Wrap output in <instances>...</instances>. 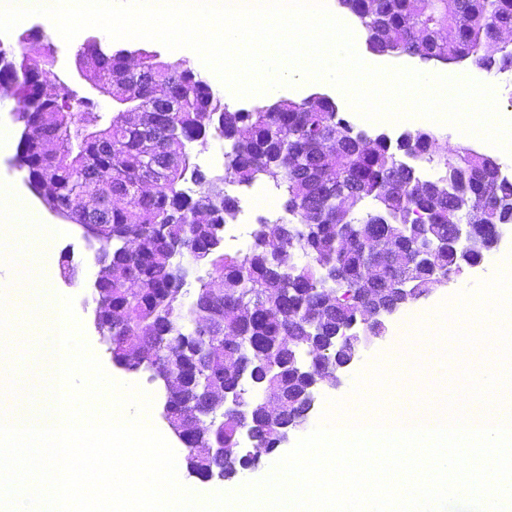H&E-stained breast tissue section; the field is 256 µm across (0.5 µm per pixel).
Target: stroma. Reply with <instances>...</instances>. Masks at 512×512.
Segmentation results:
<instances>
[{"mask_svg":"<svg viewBox=\"0 0 512 512\" xmlns=\"http://www.w3.org/2000/svg\"><path fill=\"white\" fill-rule=\"evenodd\" d=\"M35 27L43 33L53 48L55 66L47 76L48 82L51 83L63 82L85 90L89 89V81L80 78L77 74L76 52L78 48L85 39L90 37L99 38L103 45L109 46L111 49L115 50L119 47L118 42L110 40L109 37L104 35L103 31L96 28L83 30L79 37L67 43L64 42L48 18H41L40 21L36 22ZM316 93L332 99L340 115L350 122H357V113L350 108L343 95L335 87L317 83L296 89L285 87L273 97L261 94L248 101L231 98L228 99L227 104L230 110L234 111L268 105L276 97L300 101ZM0 128L12 133L10 140L0 144V184L10 187L15 192L28 195L30 201L40 212L44 227L49 228L58 224V216L43 204L37 194L33 193L27 182L26 171L19 168L16 163L23 125L16 118L12 98L6 95H0ZM256 190L264 192L271 199V206L267 207L251 202L250 196ZM228 191L240 200V210L231 229L242 238H249L254 225L258 224L261 218L275 217L283 212L281 207L283 202L282 193L268 180L256 181L253 187L250 188L232 185L229 186ZM510 253H512V229L508 230L498 253L493 254L491 259L483 261L480 272L468 271L454 277L448 286L438 288L427 298L397 314L389 325L386 338L376 342L370 349L363 351L360 361L347 374L343 385L338 388L324 387L315 406V415H322L327 401H346L351 398L356 376L371 365L385 361L391 343L401 338L405 323L419 322L428 310L451 300L459 292L472 290L479 283L491 279L503 269L502 256ZM65 258L70 259L77 270L75 277L68 280L63 278L60 270L61 261ZM96 271L95 249L84 240L81 228L75 224L71 225L67 235L61 236L55 241L52 249H49L42 258L38 268L39 275L47 280L53 289L66 292L68 297L72 298L75 314L82 326L85 339L93 353L100 360L106 373L117 382L138 385L142 390L151 394L154 410H161L165 402V388L162 381L154 378L151 371L128 372L113 364L106 345L101 342L93 327L95 304L92 300V288ZM15 319L17 322L27 325L30 334L29 353L14 360L17 369L16 379L22 386L35 388L36 397L31 401L29 409L37 412L46 408L51 402V397L44 387L43 379H37L33 376L34 366L42 360L44 355V336L48 328L46 325L32 322L29 314L24 311L18 312ZM466 363L465 355L455 356L453 366L449 369L447 377L434 380L423 375H413L407 378L394 376L393 382L388 388L390 398L394 401H401L416 396H425L436 398L439 401L443 400L448 392L458 388L457 373L459 368L466 365Z\"/></svg>","mask_w":512,"mask_h":512,"instance_id":"35a3bbf8","label":"stroma"}]
</instances>
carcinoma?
<instances>
[{"mask_svg": "<svg viewBox=\"0 0 512 512\" xmlns=\"http://www.w3.org/2000/svg\"><path fill=\"white\" fill-rule=\"evenodd\" d=\"M356 13L380 54H409L448 63L470 59L485 70L512 69V46L494 41L512 28V0H339ZM51 50L34 32L31 68L14 69L16 48L0 44V77L17 90L15 109L25 129L17 156L35 191L75 197L77 213L112 225V263L122 279L99 281L93 296L120 310L106 322L112 359L135 366L159 358L185 371L195 391L234 388L245 414L216 419L204 443L224 445V456H191L192 474L231 478L255 459L240 450L241 432L271 454L280 430L259 399L275 400L282 423L307 420L306 407L283 397L302 390L294 356L309 352L336 360V334L357 317L361 295L379 293L397 279L415 293L436 286V271L455 273L465 246L425 256L448 239V225L512 223V179L492 174V157L471 148L439 152L430 130L407 132L400 146L381 136L358 149L354 126L331 100L281 99L267 111H231L224 98L185 60L169 62L144 50L142 65L155 87L170 90L179 108L144 138L134 113L151 104L150 92L128 69L125 50L106 52L90 39L76 61L118 97L112 115L89 93L69 86L58 94L39 85L33 68ZM57 115L45 129L40 114ZM227 142L222 173L203 172L190 146L208 134ZM337 150L323 149L326 139ZM433 164L423 175L421 165ZM152 175L153 188L141 190ZM263 177L284 192L285 216L262 219L244 253L224 252V226L238 211L225 192ZM205 270L189 288L190 274ZM239 336L238 359L224 358L223 338Z\"/></svg>", "mask_w": 512, "mask_h": 512, "instance_id": "obj_1", "label": "carcinoma"}]
</instances>
